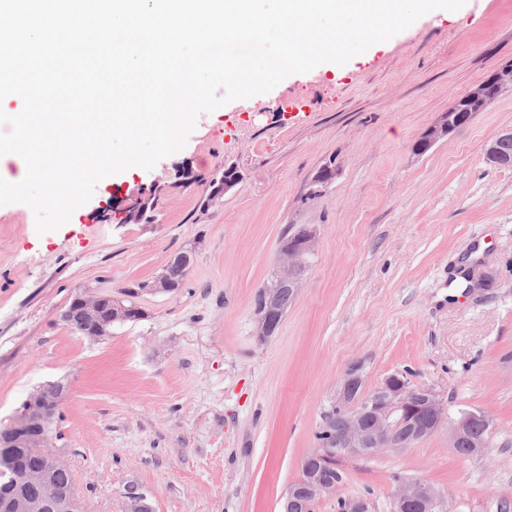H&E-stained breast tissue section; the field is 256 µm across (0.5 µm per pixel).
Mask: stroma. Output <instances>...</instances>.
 <instances>
[{"instance_id": "1", "label": "stroma", "mask_w": 512, "mask_h": 512, "mask_svg": "<svg viewBox=\"0 0 512 512\" xmlns=\"http://www.w3.org/2000/svg\"><path fill=\"white\" fill-rule=\"evenodd\" d=\"M512 62V0L426 14L343 65L200 114L185 147L100 181L58 230L0 206V421L67 378L57 424L82 512H125L137 482L155 512H283L340 379L394 373L450 415L490 421L463 457L447 428L407 448L342 456L339 496L392 512L420 477L450 512L512 507V167L486 145L512 128V91L417 155L454 101ZM242 180L210 200L227 167ZM333 176L316 184L323 168ZM192 180H184L183 169ZM291 224L316 230L302 287L274 336L255 293ZM191 248L184 288L142 293L144 318L92 342L61 319L75 292L120 298ZM485 286L466 289L462 258Z\"/></svg>"}]
</instances>
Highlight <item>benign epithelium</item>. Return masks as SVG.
<instances>
[{
    "label": "benign epithelium",
    "mask_w": 512,
    "mask_h": 512,
    "mask_svg": "<svg viewBox=\"0 0 512 512\" xmlns=\"http://www.w3.org/2000/svg\"><path fill=\"white\" fill-rule=\"evenodd\" d=\"M512 90V64L503 66L460 96L454 106L441 114L414 144L412 151L421 155L448 134L469 123L476 113L483 111L505 90ZM486 159L501 167L512 166V128L502 131L485 148ZM301 234L294 244L279 250L281 262L269 283L261 290V303L255 310L256 336L265 341L274 336L282 320L284 292L297 295L302 287L309 258L314 253L315 233L300 226ZM80 315L85 324V338L97 341L109 334L114 323L141 318L144 311L132 310L123 301L115 300L108 312H103L98 295L83 291L74 296L61 314L69 320ZM363 364L350 366L328 405V414L322 422L330 434L332 447L316 448L306 462V479L301 484L291 483L285 493L284 512H295L297 504L305 500L316 504L329 496H336L342 477H330L319 462L336 454L351 457L376 456L389 449L405 448L417 443L448 425V441L457 453L470 456L489 447V421L481 413L462 411L456 418L438 395L428 388L416 387L400 374H391L371 390L370 397L355 398L358 388L364 386ZM71 384L65 381L48 382L29 394L7 425L0 427V447L11 449L5 464L15 468L18 455L27 448H45L53 439L54 417L58 407L70 396ZM43 469H27L23 478L28 485L43 488L37 498L17 494L0 503V512H77L74 490L61 489L48 482L47 473L65 470L64 455L58 451L41 452ZM394 512H406L416 506L420 512H448V499L422 478L411 477L401 481L393 494Z\"/></svg>",
    "instance_id": "7a95c632"
}]
</instances>
